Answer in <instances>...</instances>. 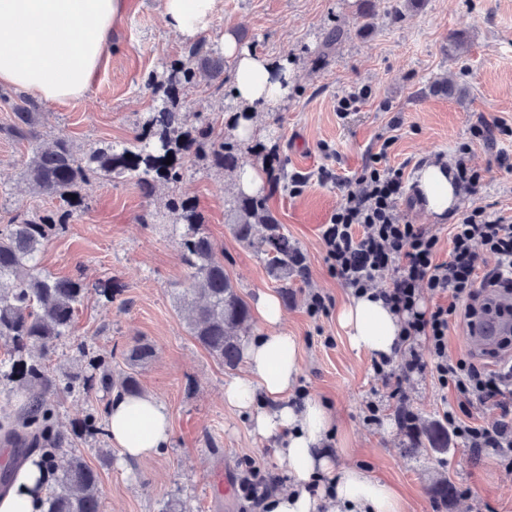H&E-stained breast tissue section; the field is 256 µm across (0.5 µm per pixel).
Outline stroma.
Returning <instances> with one entry per match:
<instances>
[{"label": "stroma", "mask_w": 512, "mask_h": 512, "mask_svg": "<svg viewBox=\"0 0 512 512\" xmlns=\"http://www.w3.org/2000/svg\"><path fill=\"white\" fill-rule=\"evenodd\" d=\"M395 0H218L202 33L215 55L233 30L253 52L293 65L291 90L255 119L252 142L242 157L274 159L279 184L267 191V208L302 252L309 275L281 294L282 327L299 341L300 385L304 394L329 404L336 416L330 437L337 468L358 467L395 486L403 512H512V464L492 455L473 458L463 442L449 438L448 450L427 441L412 443L398 418L416 426L443 420L449 393L435 374L405 383V401L373 369L370 356L353 351L336 322L337 305L350 295L325 260L322 229L356 178L380 149L387 165L403 166L406 182L430 162L448 163L464 142L467 163L483 181L475 199L460 209L487 205L512 216V171L501 168L497 151L512 155V135L496 149L471 143L480 118H500L512 128V0H415L393 18ZM344 35L331 51L323 44L334 28ZM186 42L165 27L160 0H128L112 34L110 56L83 96L41 106L45 138L68 137L82 150H122L144 127L162 100L153 80L183 58ZM233 76L225 63L222 79L199 78L181 96L187 125L203 112L217 136L233 138L237 106L227 93ZM364 91L355 111L336 110L339 98ZM16 89L0 87V225L19 212L39 215L55 200L33 194L23 178L28 142L6 134ZM306 176L301 193L288 180ZM85 213L53 234L41 265L58 277L79 276L88 295L78 307L68 336L48 353L54 372L82 370L87 357L103 355L113 373L134 371L142 392L164 403L171 415V441L162 453L119 469L107 432L74 437L71 452L99 472L101 512H240V498L211 499L209 476L216 468L239 473L244 459L284 474L271 440L253 432L248 418L224 403V382L244 372L217 362L191 337L178 296L192 285L180 258V225L165 207L176 194L197 204L206 230L246 303L258 292L276 291L264 258L229 228L238 195L236 174L188 162L183 179L145 196L137 178L120 177L82 187ZM400 220L426 227L438 239L437 261L448 258L449 223L435 219L421 203L400 202ZM330 297L333 306L317 316L307 311L309 292ZM155 348L154 356L129 367L125 353L134 340ZM455 493L437 501L434 484Z\"/></svg>", "instance_id": "obj_1"}]
</instances>
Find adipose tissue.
I'll return each instance as SVG.
<instances>
[{
	"label": "adipose tissue",
	"mask_w": 512,
	"mask_h": 512,
	"mask_svg": "<svg viewBox=\"0 0 512 512\" xmlns=\"http://www.w3.org/2000/svg\"><path fill=\"white\" fill-rule=\"evenodd\" d=\"M217 0H162L167 27L190 41L211 23ZM126 0H0V85L11 86L45 103L73 99L94 83ZM224 55L234 64L230 93L244 112L235 135L253 137L252 116L278 104L291 84L288 60H270L224 34ZM429 214L445 217L459 193L447 169L430 163L415 178ZM253 310L262 327L245 345L246 370L224 385V402L245 414L259 435L276 438L275 454L288 469V491L268 499L270 512H402L397 490L359 468L335 472L321 444L331 435L334 415L318 398H297L299 343L280 328L282 308L270 291L258 292ZM352 350L392 355L401 332L398 317L382 301L350 297L336 312ZM107 431L120 464L159 453L170 443L166 407L146 394L113 398ZM51 473L31 457L12 488L0 497V512H43Z\"/></svg>",
	"instance_id": "obj_1"
}]
</instances>
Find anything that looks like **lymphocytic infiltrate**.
Returning <instances> with one entry per match:
<instances>
[{
  "label": "lymphocytic infiltrate",
  "instance_id": "obj_1",
  "mask_svg": "<svg viewBox=\"0 0 512 512\" xmlns=\"http://www.w3.org/2000/svg\"><path fill=\"white\" fill-rule=\"evenodd\" d=\"M332 214L322 238L330 272L352 292L376 290L377 296L401 317L395 357L376 360L374 369L393 385L392 396L405 400L402 384L434 369L442 387L452 389L455 406L445 418L453 433L474 455L493 454L512 461V422L483 425L471 422L474 403H490L512 412V358L501 357L512 347V336L499 349L456 362L448 360V331L456 316L474 325L494 309L489 292L512 293V217L482 205H472L450 230L448 259L437 262L435 236L418 224L400 222L396 209L407 193L402 169L367 166ZM496 258L494 267L481 266L480 251ZM390 277L391 284L374 283ZM445 294L448 304L421 306L422 291ZM280 478L254 460L242 463L239 491L249 512H268L266 501Z\"/></svg>",
  "mask_w": 512,
  "mask_h": 512
}]
</instances>
